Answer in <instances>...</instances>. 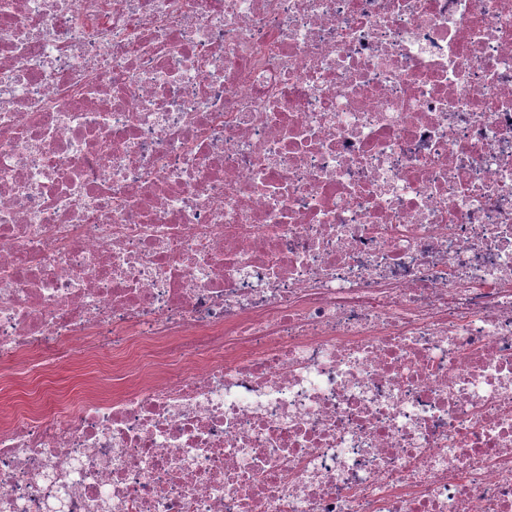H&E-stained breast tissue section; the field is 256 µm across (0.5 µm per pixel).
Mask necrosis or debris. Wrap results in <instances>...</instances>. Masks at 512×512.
<instances>
[{
  "label": "necrosis or debris",
  "instance_id": "1",
  "mask_svg": "<svg viewBox=\"0 0 512 512\" xmlns=\"http://www.w3.org/2000/svg\"><path fill=\"white\" fill-rule=\"evenodd\" d=\"M0 512H512V0H0Z\"/></svg>",
  "mask_w": 512,
  "mask_h": 512
}]
</instances>
